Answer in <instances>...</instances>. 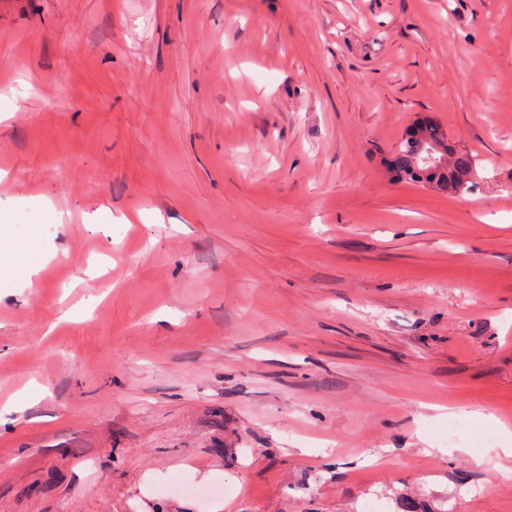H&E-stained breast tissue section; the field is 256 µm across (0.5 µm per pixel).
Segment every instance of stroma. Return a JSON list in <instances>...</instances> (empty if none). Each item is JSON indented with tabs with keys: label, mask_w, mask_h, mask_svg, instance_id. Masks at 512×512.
<instances>
[{
	"label": "stroma",
	"mask_w": 512,
	"mask_h": 512,
	"mask_svg": "<svg viewBox=\"0 0 512 512\" xmlns=\"http://www.w3.org/2000/svg\"><path fill=\"white\" fill-rule=\"evenodd\" d=\"M498 421L512 0H0V512H512ZM392 167L398 180L432 185L456 197L475 188L480 160L459 153L436 124L419 120L402 139Z\"/></svg>",
	"instance_id": "35a3bbf8"
}]
</instances>
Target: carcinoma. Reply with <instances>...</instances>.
<instances>
[{
  "label": "carcinoma",
  "instance_id": "obj_1",
  "mask_svg": "<svg viewBox=\"0 0 512 512\" xmlns=\"http://www.w3.org/2000/svg\"><path fill=\"white\" fill-rule=\"evenodd\" d=\"M392 167L402 181L430 185L456 197L475 188L480 160L458 152L436 124L419 120L402 139Z\"/></svg>",
  "mask_w": 512,
  "mask_h": 512
}]
</instances>
